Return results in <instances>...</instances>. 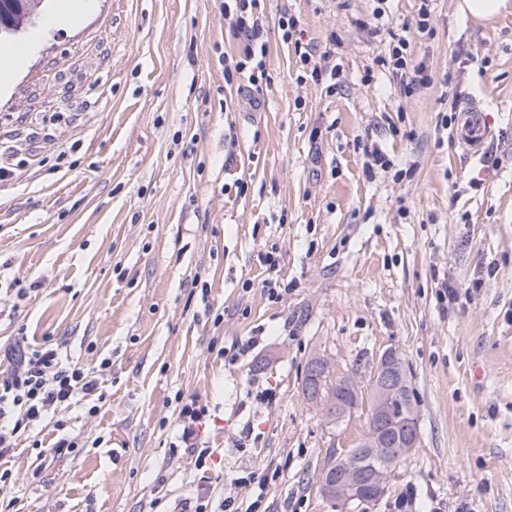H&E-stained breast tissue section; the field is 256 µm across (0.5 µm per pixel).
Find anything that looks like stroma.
I'll list each match as a JSON object with an SVG mask.
<instances>
[{
  "label": "stroma",
  "mask_w": 512,
  "mask_h": 512,
  "mask_svg": "<svg viewBox=\"0 0 512 512\" xmlns=\"http://www.w3.org/2000/svg\"><path fill=\"white\" fill-rule=\"evenodd\" d=\"M457 2L430 0L420 36L421 0H385L377 34L376 0H263L258 105L224 83V0H89L21 34L0 85V348H57L102 398L0 457L11 512H334L317 481L367 413L327 424L305 366L364 378L389 347L420 444L351 512H512V12L476 24ZM285 8L335 89L282 42ZM400 31L432 75L411 95L377 64ZM454 94L482 100L484 154L446 128ZM375 145L391 167L370 174ZM186 405L205 411L189 448ZM29 45L10 46L0 51V83L5 84L12 78L15 69L26 57Z\"/></svg>",
  "instance_id": "stroma-1"
}]
</instances>
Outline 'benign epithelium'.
<instances>
[{"mask_svg":"<svg viewBox=\"0 0 512 512\" xmlns=\"http://www.w3.org/2000/svg\"><path fill=\"white\" fill-rule=\"evenodd\" d=\"M334 379V367L328 358H317L309 365L311 404L327 420L340 422L354 413L357 405L348 407L339 401L325 404L320 400L325 384ZM367 387L374 395L368 436L360 448L334 456L318 480L320 495L339 512H349L354 504L368 498L379 499L386 492L395 462L419 444V414L411 404L404 403L410 388L396 350L387 349L376 360Z\"/></svg>","mask_w":512,"mask_h":512,"instance_id":"benign-epithelium-1","label":"benign epithelium"}]
</instances>
